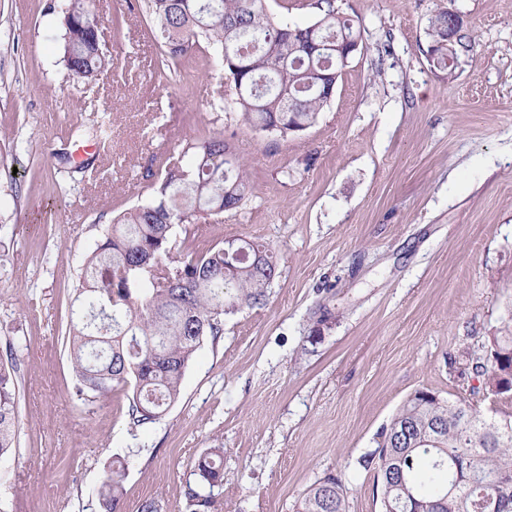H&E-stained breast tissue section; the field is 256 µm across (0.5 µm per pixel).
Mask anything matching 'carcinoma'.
<instances>
[{"mask_svg":"<svg viewBox=\"0 0 512 512\" xmlns=\"http://www.w3.org/2000/svg\"><path fill=\"white\" fill-rule=\"evenodd\" d=\"M159 43L161 64L175 65L206 47L220 61L228 92L214 105V121L233 114L257 133L287 138L314 124L345 64L336 46L362 40L358 22L336 0H314L309 24L277 20L266 0H137ZM61 62L74 83L112 69V56L95 29V0H59ZM454 11L428 20V60L453 72L448 28ZM188 162H183V158ZM152 192L113 219L103 242L88 254L73 286L80 315L70 323L68 357L77 399L105 400L132 389L127 415L135 427L158 420L181 394L184 374L204 340L223 333L224 315L265 302L278 274L276 255L265 245L239 239L244 261L215 246L203 254L177 250V235L248 199L245 165L214 133L190 142L181 153L159 157ZM149 267L146 280L127 277ZM512 312L487 337L485 355L473 371L486 391L512 395ZM18 366L0 364V459L17 446ZM413 426L411 440L394 431ZM224 449L209 448L195 464L209 488L224 482ZM359 464L381 484L383 512H512V417L486 415L464 401L436 395L406 400L381 446ZM125 467L112 462L98 491L99 512H123ZM212 495L191 489L189 512H209ZM298 512H347L341 479L315 483Z\"/></svg>","mask_w":512,"mask_h":512,"instance_id":"obj_1","label":"carcinoma"}]
</instances>
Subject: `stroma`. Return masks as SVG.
<instances>
[{"mask_svg":"<svg viewBox=\"0 0 512 512\" xmlns=\"http://www.w3.org/2000/svg\"><path fill=\"white\" fill-rule=\"evenodd\" d=\"M51 0H0V360L18 357L15 452L0 459V512H96L107 465L126 467L124 512H296L342 479L348 512H382L360 466L416 390L512 415L472 370L512 303V0H336L360 50L316 123L285 139L214 122L224 78L210 50L159 68L137 0H96L111 71L69 81ZM464 19L454 76L426 55L428 20ZM109 128L97 148L88 130ZM223 133L250 194L184 247L228 239L275 252L266 302L225 315L179 400L132 427L125 391L72 393L70 294L80 260L150 189L161 154ZM92 160L97 177L78 172ZM224 451V485L195 462Z\"/></svg>","mask_w":512,"mask_h":512,"instance_id":"35a3bbf8","label":"stroma"}]
</instances>
